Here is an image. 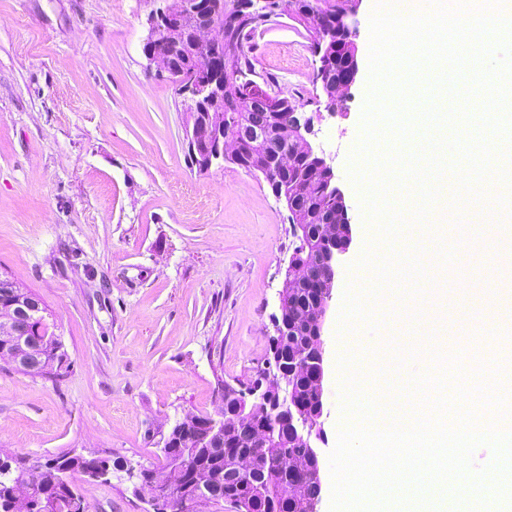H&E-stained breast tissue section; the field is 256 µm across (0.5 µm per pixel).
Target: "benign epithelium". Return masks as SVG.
Instances as JSON below:
<instances>
[{
	"label": "benign epithelium",
	"instance_id": "1",
	"mask_svg": "<svg viewBox=\"0 0 512 512\" xmlns=\"http://www.w3.org/2000/svg\"><path fill=\"white\" fill-rule=\"evenodd\" d=\"M361 0H339L336 14L331 16L333 25L330 33L313 48L319 58L315 80L320 82L326 95V109L334 115L347 100L358 73L357 49L354 42L358 26V8ZM192 0H169L149 18V31L144 44V54L156 73L174 81L186 112L185 143L190 164L200 173L208 172L213 166L229 160L236 164L247 161L249 148L261 146L265 163L258 166L267 181L272 182L275 174L292 167L299 159L311 164L326 178L328 187L336 198V216L325 220L327 232L316 249H311L303 225H294L300 242L289 258L285 275L295 284L310 288L314 297L312 306L295 304L290 317H274L275 335L272 336L270 360L273 372L265 373L253 385L245 389L228 388L224 391V407L208 418L187 417L180 421L182 435H190L200 428L210 430L211 436L219 434L224 422L231 418L245 433L246 441L241 442L230 436L224 439V490L241 488L258 471V461L253 453H241L239 449L266 448L276 433L288 436L292 448L280 458V467L294 475V448L304 449L306 476L312 479L316 493L309 504L308 512H318L321 493L320 458L315 441L324 440L321 417L323 412L313 416L306 413V403L295 395L294 381L309 372L314 381V391L323 392L324 341L323 330L329 302L332 299L336 264L345 254L353 239L352 224L348 219V207L344 194L334 185L335 174L326 159L313 150L307 135L311 134V118L298 107L288 104L282 94L271 90L260 81L257 74L243 82L248 92L247 106L251 112L262 113L261 124L248 120H235L224 127V116L212 109L224 102V89L229 85L232 67L225 61L235 58L238 31L244 29L243 19L251 17H288L308 28L317 27L319 12L308 11L297 14L288 10L282 13V5L276 0H212V12L219 19L199 24L194 33V53L189 72H177L172 68L166 50L181 40L185 10L191 8ZM232 17V25L224 24V15ZM342 51L351 57L348 69L335 75L336 52ZM283 125V139L270 140L265 125L280 122ZM0 296L9 301L10 312L0 318V336L10 346L9 355L17 368L34 371L40 367V343L36 337L43 334L47 325V308L40 295L18 290V285L6 276H0ZM298 328L310 336L309 341L288 353V366H283L277 343L281 336ZM157 491L148 499L152 512H199L202 504H215L218 496L215 483L197 491L189 501H179L165 494L167 484L163 483L164 473H153Z\"/></svg>",
	"mask_w": 512,
	"mask_h": 512
}]
</instances>
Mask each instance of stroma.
Instances as JSON below:
<instances>
[{"label":"stroma","instance_id":"stroma-1","mask_svg":"<svg viewBox=\"0 0 512 512\" xmlns=\"http://www.w3.org/2000/svg\"><path fill=\"white\" fill-rule=\"evenodd\" d=\"M161 0H0V273L40 294L70 362L58 380L0 362V451L50 458L75 450L156 461L159 427L215 413L221 383L265 367L288 260L296 245L284 202L263 176L233 164L201 174L184 143L182 99L143 53ZM362 0L359 71L342 114L325 108L318 59L290 20L258 33L259 73L311 116V143L330 161L354 229L338 266L324 329V443L319 512H330L328 463L343 421L340 352L352 353L369 395L413 403L412 376L435 364L413 333L414 285L376 300V324L340 330L348 283L370 276L356 262L373 230L347 161L360 135L369 81L370 16ZM430 276L439 299L478 298L468 264L451 258ZM497 320L475 312L444 322L445 353H460L474 384V337H484L496 382L512 365ZM88 512H146L129 484L81 482Z\"/></svg>","mask_w":512,"mask_h":512}]
</instances>
